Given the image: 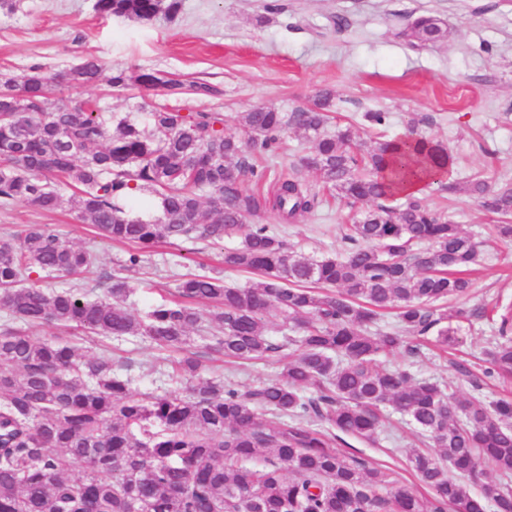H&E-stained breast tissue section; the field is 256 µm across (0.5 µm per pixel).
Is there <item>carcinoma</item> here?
I'll return each instance as SVG.
<instances>
[{
	"label": "carcinoma",
	"mask_w": 512,
	"mask_h": 512,
	"mask_svg": "<svg viewBox=\"0 0 512 512\" xmlns=\"http://www.w3.org/2000/svg\"><path fill=\"white\" fill-rule=\"evenodd\" d=\"M179 7L180 0L94 4L104 16L143 20ZM408 32L418 47L448 37L434 16L417 18ZM100 73L93 59L64 72L0 73V108L13 109L0 118V203L50 212L64 189H74L80 219L132 246L127 269L162 240L238 236L224 250V268L262 280L241 286L184 274L177 300L136 317L124 277H110L103 298L30 283L34 274L66 276L92 264L89 251L49 225L0 237V512H132L135 503L148 512H512V489L489 479L474 494L466 483L487 471L512 476V404L456 400L436 381L378 363L402 347L403 332L415 335L414 356L431 333L443 347L458 341L438 302L467 292V272L488 241L397 190L419 173L427 187L446 180L447 149L411 133L364 148L352 126L328 128L335 94L327 89L308 112L244 113L243 129L264 146L288 128L301 132L310 143L306 169L350 205H367L343 229L349 248L342 257L310 259L267 225L245 223L269 209L289 221L310 212L318 193L301 171L271 195L248 193L243 179L257 172L240 137L224 130L222 114L161 106L141 123L128 113L87 112L58 95L67 84L95 83ZM139 79L170 98L213 92L163 71L142 70ZM144 190L155 204L136 214ZM204 191L212 194L207 209ZM467 192L497 218V239L511 241L512 182L493 187L478 175ZM200 302L212 307L207 326ZM388 309L398 324L374 328ZM271 311L300 333L298 354L276 378L247 389L195 384L200 361L185 356L174 369L177 380L192 382L184 395L138 393L108 351L85 355L68 339L24 330L54 323L103 338L142 336L174 351L195 337L208 351L245 362L280 350L264 326ZM496 325L485 375L512 376V305L497 308ZM386 405L437 448L404 451L433 490L430 499L336 450L340 433L377 443Z\"/></svg>",
	"instance_id": "1"
}]
</instances>
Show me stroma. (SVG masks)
<instances>
[{"instance_id":"35a3bbf8","label":"stroma","mask_w":512,"mask_h":512,"mask_svg":"<svg viewBox=\"0 0 512 512\" xmlns=\"http://www.w3.org/2000/svg\"><path fill=\"white\" fill-rule=\"evenodd\" d=\"M94 3L16 0L14 11H0V71L18 74L39 65L60 72L82 59H97L103 66L99 81L64 95L92 102L103 113H142L167 101L159 91L112 88L108 79L117 68L161 70L210 85L213 94L184 97L181 105L188 112L223 114L225 129L240 135L258 171L246 177L244 189L264 193L272 191L278 177L295 170L308 185L317 186V175L302 167L309 144L291 129L278 144L262 147L244 132L242 113L262 104L289 111L312 103L321 90H333L338 122L357 127L362 145L377 138L362 119L368 111L385 113L386 136L412 131L445 144L453 159L449 181L457 189L427 187L424 201L446 212L466 234L486 235L490 216L459 186L477 172L493 185L512 181V0H181L177 14L161 12L148 21L104 17ZM422 15L443 21L447 40L411 47L403 29ZM340 17L349 23L342 31L336 28ZM351 218L345 200L319 189L315 208L297 221L282 222L272 210L255 221L269 225L298 253L319 259L344 253L342 228ZM27 224L53 225L95 258L90 273L42 279L39 287L51 291L76 284L97 298L109 276L124 274L136 286L129 300L135 314L171 300L178 275L203 264L229 282L256 280L252 273L225 270V245L210 240L158 244L148 249L141 268L126 272L120 265L126 245L99 236L92 224L77 219L70 205L51 212L23 203L0 206V235L19 233ZM468 278V294L446 305L450 323L458 329L457 346L446 352L434 348L422 357L401 349L389 363L449 385L460 399L512 400V380L485 378L480 361L494 334L491 308L498 301L512 302V241L484 251ZM77 345L87 354L109 347L113 357L128 364L137 391L185 389L171 380L166 351L147 338H112L104 344L86 337ZM189 350L202 364V377L224 385L274 379L288 360L283 353L237 366L198 344H190ZM420 441L416 429L395 413L377 445L349 437L338 450L394 471L427 497L430 489L418 482L402 456L403 449Z\"/></svg>"}]
</instances>
